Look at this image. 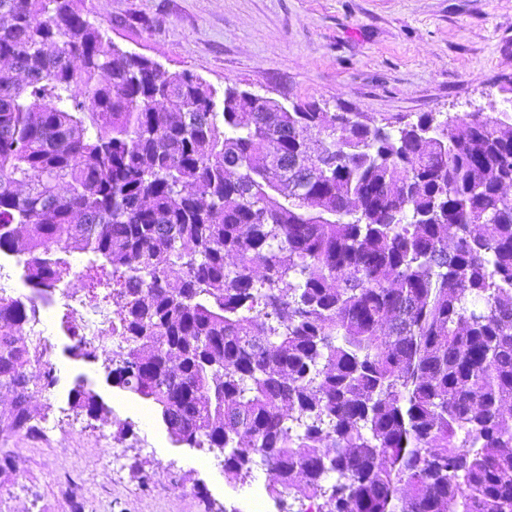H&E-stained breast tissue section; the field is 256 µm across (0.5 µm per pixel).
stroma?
Instances as JSON below:
<instances>
[{
  "instance_id": "1",
  "label": "stroma",
  "mask_w": 512,
  "mask_h": 512,
  "mask_svg": "<svg viewBox=\"0 0 512 512\" xmlns=\"http://www.w3.org/2000/svg\"><path fill=\"white\" fill-rule=\"evenodd\" d=\"M92 19L126 49L216 90L235 85L332 112L438 118L490 112L512 76V0H85ZM86 292L54 294L45 328L58 377L34 391V430L0 422V512H280L262 464L228 479L204 448L175 444L156 408L106 380L105 363L72 356L67 309ZM109 407L95 420L73 409L76 384ZM130 424V432L119 429ZM207 460V468L196 465Z\"/></svg>"
}]
</instances>
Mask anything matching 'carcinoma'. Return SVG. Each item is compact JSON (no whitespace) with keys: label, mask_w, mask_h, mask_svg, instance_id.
<instances>
[{"label":"carcinoma","mask_w":512,"mask_h":512,"mask_svg":"<svg viewBox=\"0 0 512 512\" xmlns=\"http://www.w3.org/2000/svg\"><path fill=\"white\" fill-rule=\"evenodd\" d=\"M83 2L0 0V253L33 290L0 295L8 424L57 384L20 336L78 249L112 304L107 379L228 477L259 460L299 512H512V113L219 100Z\"/></svg>","instance_id":"obj_1"}]
</instances>
